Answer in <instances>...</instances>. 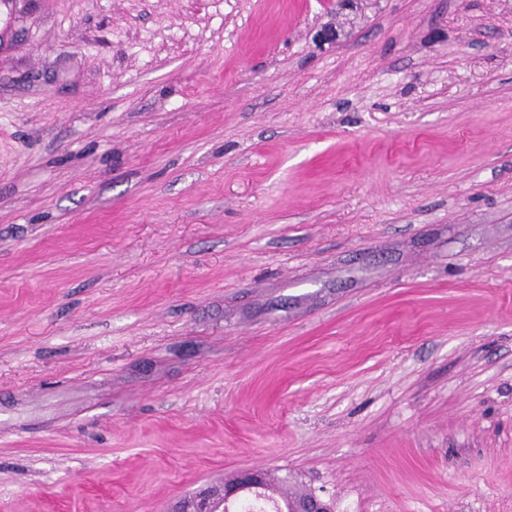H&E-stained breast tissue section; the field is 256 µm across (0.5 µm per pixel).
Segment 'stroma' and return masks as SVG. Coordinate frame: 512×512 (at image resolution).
<instances>
[{
	"label": "stroma",
	"instance_id": "obj_1",
	"mask_svg": "<svg viewBox=\"0 0 512 512\" xmlns=\"http://www.w3.org/2000/svg\"><path fill=\"white\" fill-rule=\"evenodd\" d=\"M248 469L512 512V0H0V512Z\"/></svg>",
	"mask_w": 512,
	"mask_h": 512
}]
</instances>
